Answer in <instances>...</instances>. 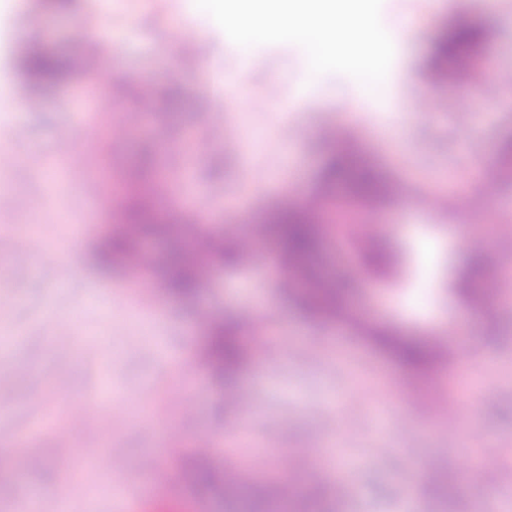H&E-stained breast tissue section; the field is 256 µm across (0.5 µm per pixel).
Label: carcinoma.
I'll list each match as a JSON object with an SVG mask.
<instances>
[{
	"label": "carcinoma",
	"mask_w": 512,
	"mask_h": 512,
	"mask_svg": "<svg viewBox=\"0 0 512 512\" xmlns=\"http://www.w3.org/2000/svg\"><path fill=\"white\" fill-rule=\"evenodd\" d=\"M484 34L465 9L459 10L438 28L432 40L430 58L442 70H454L482 45ZM16 69L29 89L46 93L68 81L71 72L62 56L47 50L39 54L22 53ZM343 188L348 194L371 205L390 199V190L381 171L357 150H342L333 155L324 173L323 190ZM129 203L116 217L93 252L96 264L105 272L131 268L132 259L141 252L143 238L152 236L177 240L180 246L164 256L146 257L142 274H153L165 293L181 300H191L200 292L214 265L237 266L244 256L241 240L228 238L222 231L206 230L198 224H179L158 206L154 184L139 175L123 183ZM284 258L286 278L296 285L295 299L314 320L336 317L342 289L336 279L323 274L319 266L321 226L297 205H282L263 213L258 220ZM469 287L464 294L479 295L481 265L475 263L465 274ZM206 333L198 348V358L218 380L236 376L249 361L251 353L240 336L238 324L231 318L207 322ZM371 338L411 372H431L439 356L427 342L401 334L383 325L369 329ZM186 479L199 497L220 494L233 501L240 512H269L274 496L265 491L239 485L225 491L224 472L209 462L208 453L196 449L186 460ZM296 512H325L320 496L299 500Z\"/></svg>",
	"instance_id": "obj_1"
}]
</instances>
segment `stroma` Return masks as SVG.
<instances>
[{
	"label": "stroma",
	"mask_w": 512,
	"mask_h": 512,
	"mask_svg": "<svg viewBox=\"0 0 512 512\" xmlns=\"http://www.w3.org/2000/svg\"><path fill=\"white\" fill-rule=\"evenodd\" d=\"M462 3L490 31L473 69L512 73V0H384L386 30L417 20L394 46L385 87L326 73L319 93H308L305 51L278 43L252 47L253 65L227 100L215 92L201 98L199 84H220L241 54L195 0H116L109 9L77 0L57 15L36 0H0V191L15 212L0 224V372L15 383L13 401L0 405V512H26L34 491L35 512H61L63 493L73 512H144L163 501L177 512H229L222 497L201 499L185 485L184 456L204 438L217 466L236 470L241 482H309L331 512H512V491L494 480L512 472V264L490 281L491 304L476 322L455 290L472 254L460 243L462 227L483 219L490 237L480 251L512 254V175L499 157L512 103L496 83L471 99L452 79L430 87L435 107L427 116L408 110L416 90L428 87L423 67L435 28ZM79 39L98 71H76L70 84L27 95L14 58L35 45L67 56ZM116 82L125 93L111 112L86 106L87 91L105 96ZM146 83L159 94L180 86L179 111L146 100ZM121 115L140 123L129 136H110L111 117ZM218 124L224 137L215 140L209 129ZM349 128L402 187L376 221L390 225L385 246L406 261L371 270L365 246L333 221L337 207L364 210L343 194L322 204L323 260L336 279L351 265L359 272L344 311L372 313L405 335L447 338L452 360L417 376L415 391H397L404 369L352 322L303 317L281 295L273 266L220 267L192 302L158 290L144 307L139 282L93 264L117 209L87 207L81 187L89 178L116 191L151 156L149 179L170 183L164 207L243 233L267 206L306 202ZM64 139L82 165L60 158ZM289 158L299 178H282ZM478 173L479 187L444 211L409 206L421 187L444 193ZM32 238L43 246L36 257L24 251ZM204 311L238 318L244 341L258 346L232 383H219L197 360ZM238 394L257 407L251 426L231 402ZM436 394L467 400L455 440L445 437L441 416L418 406V396ZM82 407L92 416L62 442L60 429ZM104 452L117 457L116 468L97 467ZM148 458L157 469L145 470ZM415 465L422 481L411 490L405 475Z\"/></svg>",
	"instance_id": "35a3bbf8"
}]
</instances>
